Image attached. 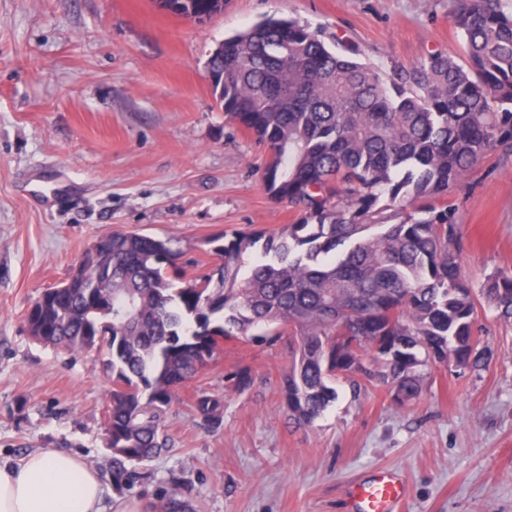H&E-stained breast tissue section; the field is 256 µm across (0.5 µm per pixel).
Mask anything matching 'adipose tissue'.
Returning <instances> with one entry per match:
<instances>
[{
    "instance_id": "ef3b65f1",
    "label": "adipose tissue",
    "mask_w": 512,
    "mask_h": 512,
    "mask_svg": "<svg viewBox=\"0 0 512 512\" xmlns=\"http://www.w3.org/2000/svg\"><path fill=\"white\" fill-rule=\"evenodd\" d=\"M100 473L78 454L47 448L0 466V512H104Z\"/></svg>"
}]
</instances>
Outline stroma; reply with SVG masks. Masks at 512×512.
<instances>
[{
  "instance_id": "35a3bbf8",
  "label": "stroma",
  "mask_w": 512,
  "mask_h": 512,
  "mask_svg": "<svg viewBox=\"0 0 512 512\" xmlns=\"http://www.w3.org/2000/svg\"><path fill=\"white\" fill-rule=\"evenodd\" d=\"M453 0H225L198 23L157 0H0V465L40 448L80 454L101 474L112 512H348L352 486L377 468L405 478L402 512H512V321L477 306L479 370L428 369L420 397L386 387L338 398L312 427L288 421L287 346L245 340L173 404L174 446L146 478L115 494L105 444L112 375L98 350L36 343L25 314L115 230L170 241L186 272L208 262L207 238L268 234L293 223L268 192L267 149L228 122L207 60L225 37L262 19L324 28L383 72L433 49L461 55ZM461 264L474 285L512 270V151L483 158L457 194ZM226 392L210 432L195 390Z\"/></svg>"
}]
</instances>
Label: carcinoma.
I'll use <instances>...</instances> for the list:
<instances>
[{"label": "carcinoma", "instance_id": "cac0c4a2", "mask_svg": "<svg viewBox=\"0 0 512 512\" xmlns=\"http://www.w3.org/2000/svg\"><path fill=\"white\" fill-rule=\"evenodd\" d=\"M223 9L191 0L182 16L202 22ZM452 21L462 58L435 50L386 76L293 19H267L211 53L215 100L267 147V189L296 221L208 238L216 262L189 278L170 242L113 231L96 241L112 275L83 257L26 316L39 343L104 352L115 492L171 447L174 398L231 339L288 338L282 392L297 429L336 400L339 379L385 386L405 405L425 368L480 366L450 198L485 155L512 147V11L455 0ZM480 293L512 319V271L489 275ZM229 378L239 393L253 383L247 370ZM192 407L205 429L222 426L224 393L199 389Z\"/></svg>", "mask_w": 512, "mask_h": 512}]
</instances>
